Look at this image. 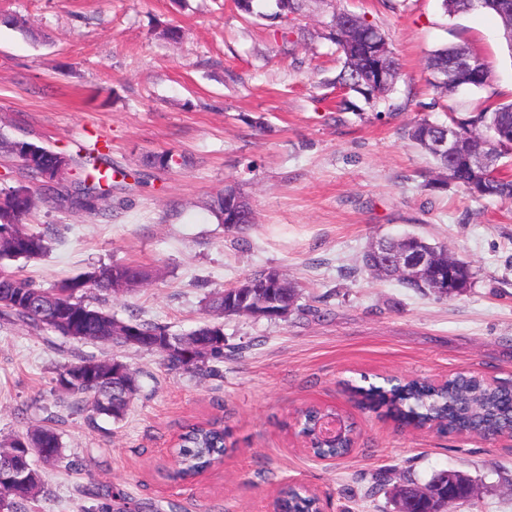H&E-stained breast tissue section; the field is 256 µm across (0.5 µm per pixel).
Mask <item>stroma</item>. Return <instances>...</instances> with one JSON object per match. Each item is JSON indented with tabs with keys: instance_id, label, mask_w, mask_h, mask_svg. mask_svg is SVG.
I'll return each instance as SVG.
<instances>
[{
	"instance_id": "35a3bbf8",
	"label": "stroma",
	"mask_w": 512,
	"mask_h": 512,
	"mask_svg": "<svg viewBox=\"0 0 512 512\" xmlns=\"http://www.w3.org/2000/svg\"><path fill=\"white\" fill-rule=\"evenodd\" d=\"M234 0H0V133L78 154L107 146L114 170L100 214L40 202L28 228L61 243L18 259L48 288L85 271L137 264L151 279L109 296L120 318L184 335L214 316L208 294L280 270L299 283L300 310L276 320L223 318L213 375L171 371L159 354L83 344L127 363L138 390L125 419L89 424L61 398L65 357L41 335L0 322V440L53 419L64 459L44 467L33 512H273L282 484L318 495L325 512H393L389 486L447 470L476 482L458 512H512V437L444 434L398 425L355 403L353 388L388 379L440 381L467 372L512 385V202L432 187L430 156L404 137L413 122L444 123L487 94L512 101V49L498 16L447 15L442 0H306L290 44ZM376 22L401 64L393 91L365 100L342 90L334 12ZM27 19L22 34L5 19ZM180 26L181 41L163 38ZM464 44L488 62L490 91L436 98L431 50ZM165 151L192 167L163 170ZM255 222L224 227L209 204L225 185ZM417 233L470 263L471 288L451 299L372 278L362 255L375 237ZM352 419L354 451L325 463L297 436L302 408ZM229 429L223 461L182 484L168 479L186 425Z\"/></svg>"
}]
</instances>
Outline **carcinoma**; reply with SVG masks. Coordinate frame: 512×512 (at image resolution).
Segmentation results:
<instances>
[{
    "label": "carcinoma",
    "mask_w": 512,
    "mask_h": 512,
    "mask_svg": "<svg viewBox=\"0 0 512 512\" xmlns=\"http://www.w3.org/2000/svg\"><path fill=\"white\" fill-rule=\"evenodd\" d=\"M305 0H278L273 18L286 20L277 28L283 43L290 42L294 25L292 17L302 13ZM382 29L366 18L356 16L353 25L340 35L329 33L327 40L336 45L341 60V70L336 76L339 86L362 95L365 99L388 96L393 85L370 88L365 85L363 73L370 65L367 45ZM458 59L474 68L473 84L482 90L490 86L488 64L466 45L442 46L430 52V71L448 68V60ZM452 123L461 135L463 144H473L484 154L492 156L497 168L478 165L464 167L448 161V156L438 154L431 148L432 136L438 134L444 125L421 119L406 131L407 138L416 147L429 153L438 168L437 180H449L461 187L472 179L486 182L487 197L505 202L512 201V177L503 173L502 160H512V142L496 136L494 129L512 132V102H490L470 112L452 118ZM0 142L19 147V152L34 148L42 155L46 164L58 159L66 161V167L91 168L93 184L77 183L78 199H72L69 190L61 183L54 186L43 184L39 171L27 169L35 180L33 192L44 202L67 205L71 208L98 211L97 201L105 196L100 183L112 179V167L103 165L102 155L88 151L78 158L38 146L26 140L12 139L0 135ZM154 164L162 169L182 168L189 164L186 157L172 151L154 156ZM21 185L5 192L0 191V238L4 246L0 249V275L7 278V287L0 288V320L18 323L33 331L46 334V344L54 349L61 348L55 337L72 344L69 349L72 360L63 365L57 378L69 368L83 370L82 381L66 394L76 397L75 408L86 411L90 421L106 417L113 421L122 420L129 410L134 395L133 381L125 376L112 374L110 360L83 352L78 344L87 342L102 345H125L120 336L114 335L117 318L105 307L108 296L127 283L129 276L137 274L142 280L150 278L149 270L140 265L115 264L95 268L79 276L65 279L54 288H42L31 280L10 270L6 260L32 258L49 248V241L41 233L23 229V221L32 209L27 198L19 191ZM249 278L255 281V290L247 293L250 306L288 305L300 295L298 285L280 278V271L263 269ZM448 279V249L435 246L433 263L427 270L423 283L405 282L403 286L416 291L432 290L443 294L437 284ZM95 292L97 302L85 301L84 294ZM242 303V293L236 288H226L208 300V307L217 313L233 309ZM123 323L137 329L147 339L144 349L156 352L170 370H200L211 362L224 359V325H204L192 330L186 336H173L158 324L142 321L131 314ZM362 404L383 408L385 413L405 425L423 426L436 424L449 432L503 430L512 426V389L489 382L476 375L459 373L440 385L425 381L411 380L393 384L388 388L371 387L358 389ZM319 409L310 407L302 412L298 434L310 438L315 454L333 456L346 452L342 447L329 446L312 436ZM227 432L215 425H191L182 433L181 443L176 448L180 466L173 478L182 481L193 478L224 453ZM30 450L47 465H54L64 459L60 435L50 426H35L24 434H18L0 443V468L9 467L20 459V452ZM473 486L469 475L461 471H446L433 476L428 482L419 484L409 477H402L393 487L392 503L398 512H452L453 504L448 494L463 498ZM45 479L37 472L25 487L13 491L0 490V496L8 497L5 512H30V504L45 493ZM277 503L281 512H318L313 499L301 489L286 486L279 491Z\"/></svg>",
    "instance_id": "obj_1"
}]
</instances>
